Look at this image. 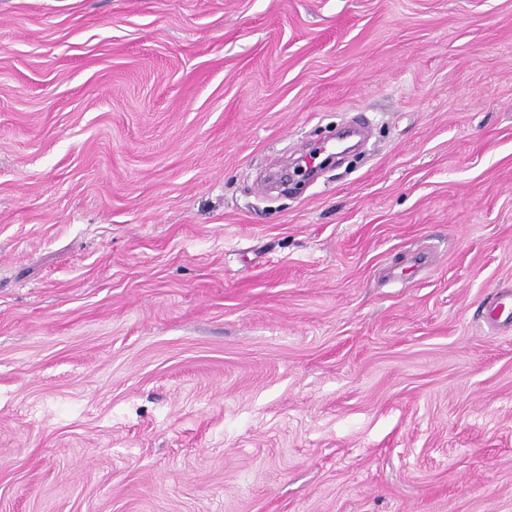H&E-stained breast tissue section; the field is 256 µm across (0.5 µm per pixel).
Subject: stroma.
<instances>
[{
    "instance_id": "stroma-1",
    "label": "stroma",
    "mask_w": 512,
    "mask_h": 512,
    "mask_svg": "<svg viewBox=\"0 0 512 512\" xmlns=\"http://www.w3.org/2000/svg\"><path fill=\"white\" fill-rule=\"evenodd\" d=\"M510 287L512 0H0V512H512ZM491 307L486 318L489 322L495 325L507 323L512 326V290L504 289L494 295L491 298Z\"/></svg>"
}]
</instances>
